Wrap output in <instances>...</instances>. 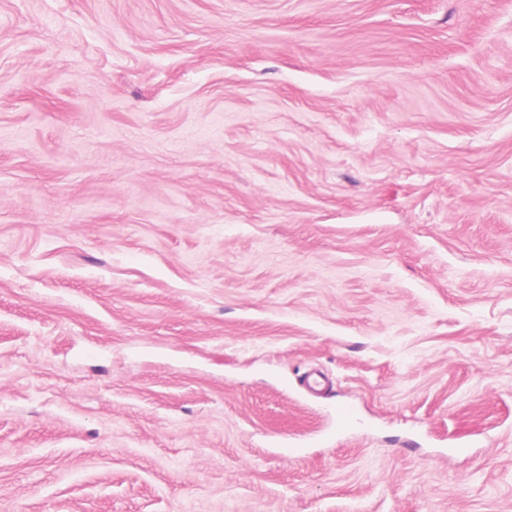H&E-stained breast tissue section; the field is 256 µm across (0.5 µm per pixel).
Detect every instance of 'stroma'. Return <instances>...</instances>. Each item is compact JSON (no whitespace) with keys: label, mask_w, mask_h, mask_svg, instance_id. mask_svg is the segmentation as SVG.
<instances>
[{"label":"stroma","mask_w":512,"mask_h":512,"mask_svg":"<svg viewBox=\"0 0 512 512\" xmlns=\"http://www.w3.org/2000/svg\"><path fill=\"white\" fill-rule=\"evenodd\" d=\"M0 512H512V0H0Z\"/></svg>","instance_id":"obj_1"}]
</instances>
